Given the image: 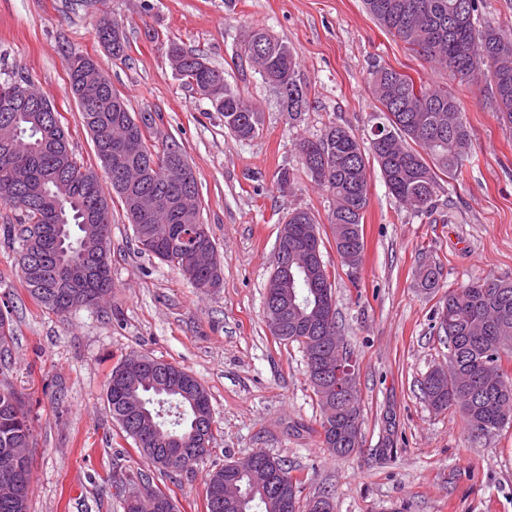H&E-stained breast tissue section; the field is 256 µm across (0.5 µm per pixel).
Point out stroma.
I'll list each match as a JSON object with an SVG mask.
<instances>
[{
	"label": "stroma",
	"instance_id": "1",
	"mask_svg": "<svg viewBox=\"0 0 512 512\" xmlns=\"http://www.w3.org/2000/svg\"><path fill=\"white\" fill-rule=\"evenodd\" d=\"M123 33L113 57L100 19ZM260 25L296 55L310 106L283 112L258 67L241 61ZM179 45L223 70L260 110L250 140L174 70ZM96 61L135 115L153 118L151 139L176 145L197 179L201 216L224 257L219 287L201 290L172 266L138 251L120 204L112 206V294L66 316L22 287L18 246L0 236V303L14 323L8 381L31 420L30 512H123L120 486L152 478L176 512H206V474L257 450L285 460L302 498L328 494L334 512H512V426L467 436L460 414L439 413L420 383L445 364L435 326L438 295L417 288L421 257L442 266L444 288L512 279V127L500 122L486 77L461 83L435 72L382 29L362 0H0V73L31 79L55 105L77 158L102 186L110 180L68 85L71 54ZM417 82L444 83L459 97L472 158L445 183L432 215L403 206L372 172L364 258L341 265L327 193L306 177L279 189V171L299 167L300 138L336 123L367 139L377 117L372 62ZM321 224L336 325L357 364L360 445L339 458L321 444L322 412L301 348L275 339L263 298L280 224L294 209ZM146 354L194 375L210 395L217 430L205 463L162 472L141 456L104 400L114 366Z\"/></svg>",
	"mask_w": 512,
	"mask_h": 512
}]
</instances>
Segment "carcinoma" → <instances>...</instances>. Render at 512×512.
Wrapping results in <instances>:
<instances>
[{"label":"carcinoma","mask_w":512,"mask_h":512,"mask_svg":"<svg viewBox=\"0 0 512 512\" xmlns=\"http://www.w3.org/2000/svg\"><path fill=\"white\" fill-rule=\"evenodd\" d=\"M367 13L387 32L407 44L430 66L453 80L469 81L482 70L490 72L495 106L503 122L512 125V34L492 27L479 28L478 0H363ZM101 42L112 55L125 52L122 33L112 26H99ZM170 56L178 71L185 73L187 85L208 99L215 111L224 115V127L235 137L248 140L260 131V113L224 82V72L205 58L174 44ZM241 56L256 63L265 82L280 97L289 117H297L309 107V90L297 78L298 62L288 43L264 28H253L241 47ZM95 61L73 54L68 70L69 89L78 97L84 82V68ZM370 90L379 104L380 134L361 141L352 130L329 124L314 139L297 143L298 171L280 173V187L292 186L302 173L333 198L329 215L332 240L341 264L351 270L363 260L364 239L361 224L369 203L371 166L399 202L413 211L430 215L442 183L454 180L471 157V137L460 102L441 85L416 84L407 74L375 64L370 70ZM91 134L97 158L103 151L122 149L119 132H135L137 152L127 154L121 163L141 168L150 162L162 167L170 159L189 165L178 147L162 150L150 142L147 130L152 117L135 118L119 93L107 87L97 102L82 112ZM15 122L23 129L19 153L13 159L0 157V202L19 210L24 220L0 229L9 241L20 246V280L33 300L56 314H69L95 305L112 293L110 244L112 207H106L99 224H86V210L106 200L96 172L79 161L70 144L62 115L50 100L44 111L22 110ZM132 224L136 242L154 243L149 254L184 271L191 262L193 243L200 250L218 253L209 228L200 212L189 211L173 201L155 219L141 221L129 208L128 197L159 193L177 195L181 190L161 179L137 184H112ZM320 234L316 216L305 209L288 213L277 238L288 239V249L301 251L311 238ZM416 284L427 294L441 288L439 264L421 258ZM333 299L330 274L325 264L286 281L284 288H268L263 310L276 302H288V333L279 337L290 342L294 330L306 324L305 315L319 304ZM438 327L448 341V365L430 370L421 382L429 405L438 411L460 413L465 428L475 438L489 437L512 424V374L505 364L512 361V279H489L448 290L437 309ZM14 336L12 320L0 311V449L32 447L28 412L22 399L6 383L9 370V343ZM144 366L142 379L125 385L112 368L105 398L112 418L138 451L154 465L161 462L147 449L165 436L183 442L205 432L206 443L214 438V420L208 392L200 382L189 384L192 375L172 364L166 372H150L162 365L149 356H139ZM313 392L322 410L320 423L325 439L322 445L338 457L359 447L360 436L345 430L346 415L361 411L358 393L349 404L323 397L317 385ZM256 457L278 473L288 493L290 507L269 497L247 474L229 473L226 466L215 467L206 480V512H294V501L301 490L293 481L285 461L260 452ZM31 470L11 495H0V512H29ZM140 482L151 495L147 504L126 505V512H148L147 505L168 495L153 485L150 477Z\"/></svg>","instance_id":"1"}]
</instances>
